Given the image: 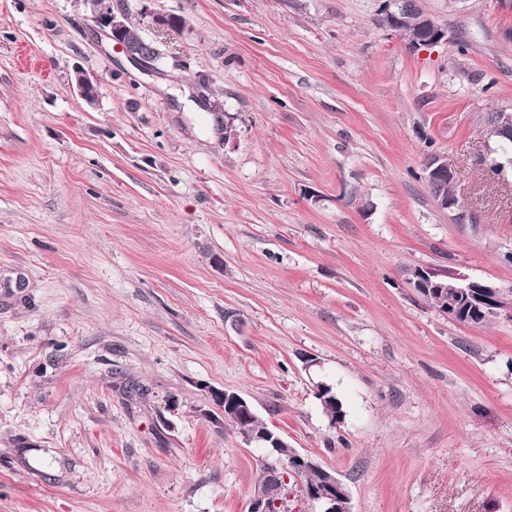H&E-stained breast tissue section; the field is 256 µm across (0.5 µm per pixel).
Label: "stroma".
I'll list each match as a JSON object with an SVG mask.
<instances>
[{
	"label": "stroma",
	"mask_w": 512,
	"mask_h": 512,
	"mask_svg": "<svg viewBox=\"0 0 512 512\" xmlns=\"http://www.w3.org/2000/svg\"><path fill=\"white\" fill-rule=\"evenodd\" d=\"M419 5L446 41L380 28L383 0H129L145 72L84 0H0V512H247L263 451L223 389L351 512H512V320L457 325L403 275L512 289V183L477 163L512 12ZM425 181L431 187H440L437 195H432L437 206L443 210L454 209L457 206L456 190L454 194L448 199L449 186L445 185L448 181L455 183L456 176L454 170L448 165V160L441 155H434L426 159L425 162ZM447 187V193H445Z\"/></svg>",
	"instance_id": "1"
}]
</instances>
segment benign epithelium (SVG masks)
<instances>
[{
	"label": "benign epithelium",
	"mask_w": 512,
	"mask_h": 512,
	"mask_svg": "<svg viewBox=\"0 0 512 512\" xmlns=\"http://www.w3.org/2000/svg\"><path fill=\"white\" fill-rule=\"evenodd\" d=\"M96 2L97 0H88L90 17L96 26L106 31L109 39L130 62L140 68L152 67L154 59L151 54L121 38L127 28L128 4L123 2L117 9L109 7L100 10ZM400 14L399 0H385L378 24L392 30L401 20ZM420 28L426 33V38L415 44L417 48L434 46L446 39L445 29L426 13L420 18ZM75 83L80 96L88 104H94L97 98L94 82L79 70L75 74ZM487 133L495 140L496 147L488 149L486 155L481 157V165L495 168L496 178L503 181L512 171V113L503 112L499 123L487 129ZM425 181L431 187L440 188L433 199L441 210L446 211L457 206V195L450 196L445 193L446 182H456L455 172L446 158L435 155L426 160ZM406 280L418 292H433L438 295L442 302L439 312L456 323L471 325V321L463 316L462 306L457 303L460 297L466 299L474 307V311L485 318L512 319L511 288L472 279L446 268H410L406 270ZM211 397L213 404L222 408L224 422L232 424L243 435L246 444L264 449L268 456H273L279 448L288 446V441L278 433L268 432L257 436L248 431V422L255 413L250 401L242 394L224 389L211 393ZM289 459L288 468L284 472L275 465H267V486L253 494L248 512H273L277 508H288V497L284 494L287 474L298 476L311 467L319 466L313 457L297 451L292 452ZM324 472L325 480L321 486L311 488L301 485L303 497L314 506V512H351L347 485L333 470L326 468Z\"/></svg>",
	"instance_id": "benign-epithelium-1"
}]
</instances>
